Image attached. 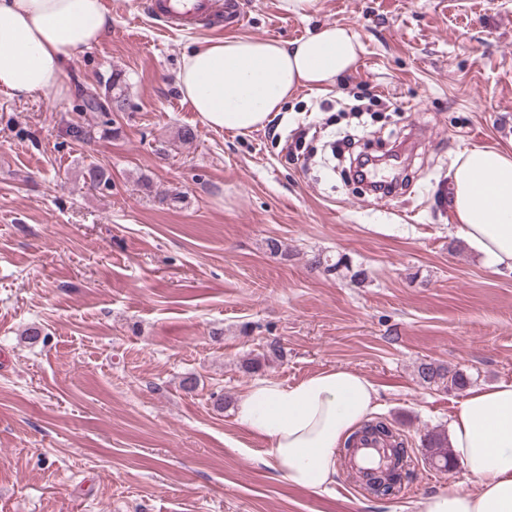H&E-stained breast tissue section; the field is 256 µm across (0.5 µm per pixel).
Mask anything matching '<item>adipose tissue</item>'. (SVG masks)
I'll use <instances>...</instances> for the list:
<instances>
[{
    "label": "adipose tissue",
    "instance_id": "ef3b65f1",
    "mask_svg": "<svg viewBox=\"0 0 512 512\" xmlns=\"http://www.w3.org/2000/svg\"><path fill=\"white\" fill-rule=\"evenodd\" d=\"M107 28L101 0H0V94L26 99L61 91L66 63ZM361 50L358 36L337 24L292 42L210 39L183 55L177 81L205 125L245 134L265 126L297 89L334 84ZM452 205L467 244L512 271V153H459ZM379 407L373 382L336 367L289 386L255 381L238 401L235 421L268 441L290 483L326 493L336 482L339 448ZM448 439L471 486L425 496L418 512H512V382L469 391L448 420Z\"/></svg>",
    "mask_w": 512,
    "mask_h": 512
}]
</instances>
